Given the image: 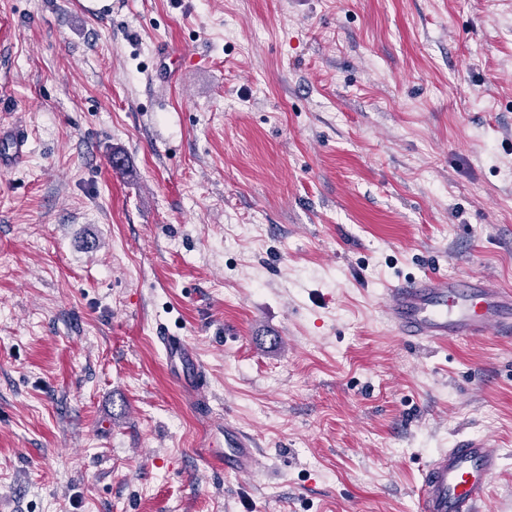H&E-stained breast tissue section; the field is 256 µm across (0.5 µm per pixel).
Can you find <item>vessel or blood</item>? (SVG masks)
I'll use <instances>...</instances> for the list:
<instances>
[{"label": "vessel or blood", "instance_id": "b4317fda", "mask_svg": "<svg viewBox=\"0 0 512 512\" xmlns=\"http://www.w3.org/2000/svg\"><path fill=\"white\" fill-rule=\"evenodd\" d=\"M383 311L403 336L423 342L483 336L512 338V289L480 276L460 280L430 274L390 285ZM170 369L189 381L199 401L207 391L200 382L202 366L195 349L180 336L164 335ZM225 470L236 475L254 473L259 464L253 436L236 424L221 430ZM502 455L485 436H467L438 451L425 466L418 489L419 512H483Z\"/></svg>", "mask_w": 512, "mask_h": 512}]
</instances>
